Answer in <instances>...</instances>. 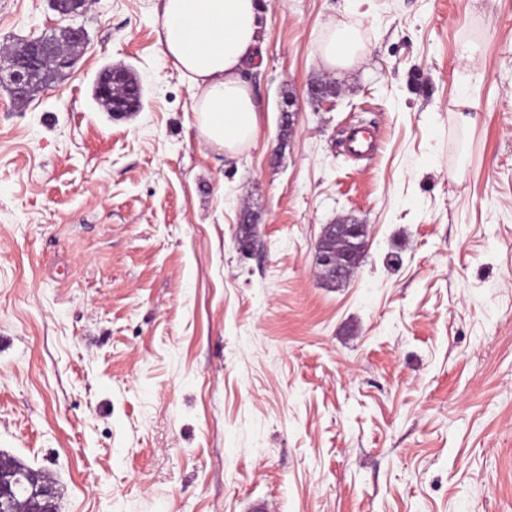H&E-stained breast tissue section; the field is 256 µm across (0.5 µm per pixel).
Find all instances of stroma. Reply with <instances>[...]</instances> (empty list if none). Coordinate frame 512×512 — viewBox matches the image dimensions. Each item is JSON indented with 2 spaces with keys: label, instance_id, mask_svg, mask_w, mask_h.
<instances>
[{
  "label": "stroma",
  "instance_id": "obj_1",
  "mask_svg": "<svg viewBox=\"0 0 512 512\" xmlns=\"http://www.w3.org/2000/svg\"><path fill=\"white\" fill-rule=\"evenodd\" d=\"M259 3L260 125L232 160L197 136L158 0H89L63 79L0 85V451L60 512H512V0ZM352 21L361 56L325 71ZM65 25L0 0V43ZM107 67L137 112L98 106ZM341 216L370 247L331 288L315 243ZM360 51L359 31L353 24L329 28V35L317 49L322 64L328 68H348L358 58ZM35 487V497L30 503L29 512L55 511L56 487L42 471L31 470L28 475Z\"/></svg>",
  "mask_w": 512,
  "mask_h": 512
}]
</instances>
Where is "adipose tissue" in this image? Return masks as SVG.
I'll use <instances>...</instances> for the list:
<instances>
[{
  "instance_id": "obj_1",
  "label": "adipose tissue",
  "mask_w": 512,
  "mask_h": 512,
  "mask_svg": "<svg viewBox=\"0 0 512 512\" xmlns=\"http://www.w3.org/2000/svg\"><path fill=\"white\" fill-rule=\"evenodd\" d=\"M158 42L193 91L199 137L233 157L254 142L260 107L241 73L253 64L264 33L256 0H160ZM360 51L355 25L333 26L318 49L328 68L350 67Z\"/></svg>"
}]
</instances>
